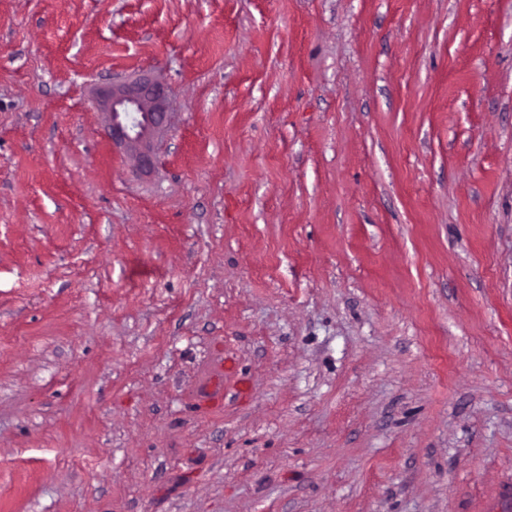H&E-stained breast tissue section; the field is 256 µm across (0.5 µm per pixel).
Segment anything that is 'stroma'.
Listing matches in <instances>:
<instances>
[{
  "instance_id": "35a3bbf8",
  "label": "stroma",
  "mask_w": 512,
  "mask_h": 512,
  "mask_svg": "<svg viewBox=\"0 0 512 512\" xmlns=\"http://www.w3.org/2000/svg\"><path fill=\"white\" fill-rule=\"evenodd\" d=\"M140 74L144 178L92 96ZM511 479L512 0H0V512Z\"/></svg>"
}]
</instances>
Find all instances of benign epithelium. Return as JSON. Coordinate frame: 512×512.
I'll return each mask as SVG.
<instances>
[{"label": "benign epithelium", "mask_w": 512, "mask_h": 512, "mask_svg": "<svg viewBox=\"0 0 512 512\" xmlns=\"http://www.w3.org/2000/svg\"><path fill=\"white\" fill-rule=\"evenodd\" d=\"M94 101L112 142L135 158L137 174L150 175L157 143L171 126L168 88L139 76L98 88Z\"/></svg>", "instance_id": "benign-epithelium-1"}]
</instances>
